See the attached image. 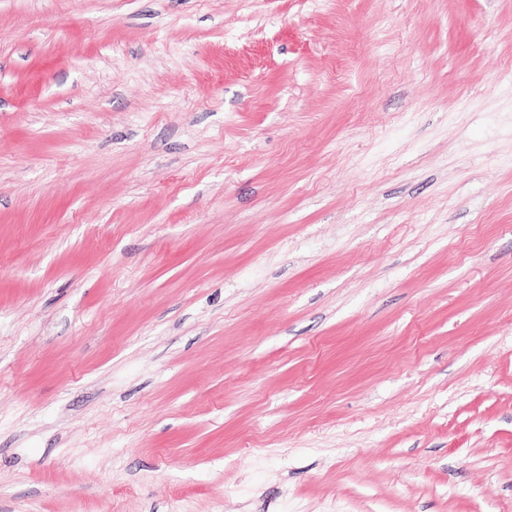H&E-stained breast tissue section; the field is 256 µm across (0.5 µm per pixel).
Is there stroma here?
Here are the masks:
<instances>
[{
  "label": "stroma",
  "mask_w": 512,
  "mask_h": 512,
  "mask_svg": "<svg viewBox=\"0 0 512 512\" xmlns=\"http://www.w3.org/2000/svg\"><path fill=\"white\" fill-rule=\"evenodd\" d=\"M0 512H512V0H0Z\"/></svg>",
  "instance_id": "obj_1"
}]
</instances>
